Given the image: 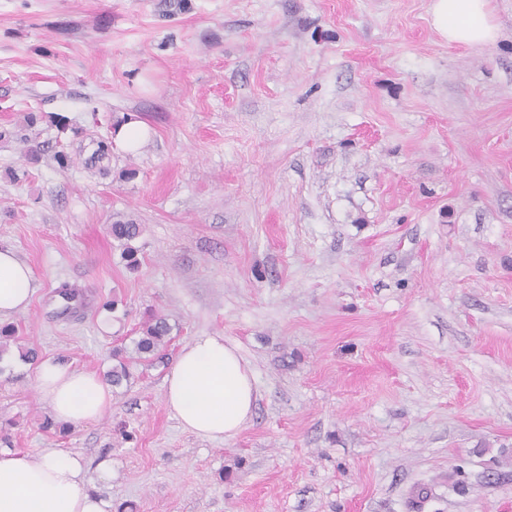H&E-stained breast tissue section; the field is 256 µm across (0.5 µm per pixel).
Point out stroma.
<instances>
[{
	"label": "stroma",
	"instance_id": "stroma-1",
	"mask_svg": "<svg viewBox=\"0 0 512 512\" xmlns=\"http://www.w3.org/2000/svg\"><path fill=\"white\" fill-rule=\"evenodd\" d=\"M429 5L0 0V246L35 284L13 348L103 376L146 311L172 327L75 427L0 364L1 449L81 455L112 512H512V0L477 49ZM208 335L258 391L221 442L164 398ZM149 137L147 127L138 120L119 123L114 128V141L122 149H137ZM111 233L121 247H123L122 255L128 261L129 266L137 265L136 250L130 245L132 241L141 235V227L133 222L116 221L111 224Z\"/></svg>",
	"mask_w": 512,
	"mask_h": 512
}]
</instances>
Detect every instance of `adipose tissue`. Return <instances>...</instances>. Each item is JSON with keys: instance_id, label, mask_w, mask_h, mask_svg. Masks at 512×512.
Segmentation results:
<instances>
[{"instance_id": "obj_1", "label": "adipose tissue", "mask_w": 512, "mask_h": 512, "mask_svg": "<svg viewBox=\"0 0 512 512\" xmlns=\"http://www.w3.org/2000/svg\"><path fill=\"white\" fill-rule=\"evenodd\" d=\"M489 0H431L432 25L451 44L480 47L498 31ZM34 293L31 267L9 247L0 248V323L25 310ZM35 389L57 422L79 425L102 418L112 389L97 374L47 358ZM165 402L183 429L202 439L236 435L254 413L257 388L236 348L220 336L184 345L165 378ZM81 458L54 452L31 459L0 450V512H112L111 500L83 491Z\"/></svg>"}]
</instances>
